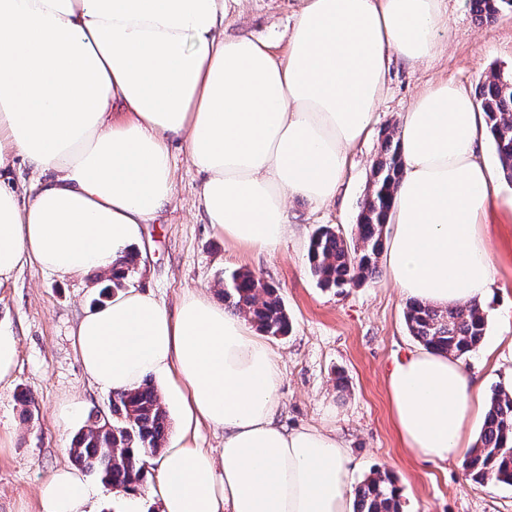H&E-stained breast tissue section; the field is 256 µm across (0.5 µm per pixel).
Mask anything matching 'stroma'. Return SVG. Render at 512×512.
I'll list each match as a JSON object with an SVG mask.
<instances>
[{
	"label": "stroma",
	"instance_id": "stroma-1",
	"mask_svg": "<svg viewBox=\"0 0 512 512\" xmlns=\"http://www.w3.org/2000/svg\"><path fill=\"white\" fill-rule=\"evenodd\" d=\"M446 2L451 32L444 52L420 68L393 62L372 132L352 151L331 206L317 209L290 198L288 236L277 251L235 246L207 224L198 201L202 177L185 147L174 145V196L157 223L141 225L131 245L138 255L132 280L170 308L196 288L223 302L224 280L236 270L273 283L292 323L288 335L267 340L283 370L279 423L290 429L334 428L358 464L354 481L377 471L391 475L403 512H512V486L470 481L457 461L428 462L403 447L384 378L394 360L418 343L408 331L407 303L397 289L379 273L351 288L322 290L307 257L318 226L333 225L345 239L354 238L381 132L399 123L428 83L447 81L471 92L490 69L512 72V7L502 6L496 22L481 28L469 7ZM292 21L291 0H251L228 30L276 41ZM484 229L495 266L494 295L483 305L485 337L464 364L486 399L495 387L512 388V221L493 209ZM96 296L95 278L64 280L35 266L0 286V323L18 338L17 365L0 384V512H39L40 483L70 465L64 449L89 414L109 409L112 395L88 381L73 336ZM20 388L28 391L30 405L16 400ZM72 399L80 402L76 420L57 422L59 408Z\"/></svg>",
	"mask_w": 512,
	"mask_h": 512
}]
</instances>
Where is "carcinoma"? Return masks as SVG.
I'll return each mask as SVG.
<instances>
[{
    "label": "carcinoma",
    "instance_id": "cac0c4a2",
    "mask_svg": "<svg viewBox=\"0 0 512 512\" xmlns=\"http://www.w3.org/2000/svg\"><path fill=\"white\" fill-rule=\"evenodd\" d=\"M502 0H469L477 25L491 24ZM476 102L484 112L504 178L512 183V73L497 69L478 83ZM397 130L382 132V151L372 170L371 189L356 224L357 237L348 242L335 227L322 225L310 239L308 262L317 284L327 290L350 288L377 272L385 244V228L395 186L402 174ZM138 254L128 253L121 270L98 279V302L128 285ZM224 304L247 315L266 336H285L291 329L278 288L237 271L224 280ZM410 334L426 349L463 358L482 342L487 319L478 304L452 309L411 303L405 314ZM112 416L97 413L72 439L70 455L85 470L101 476L114 488H128L142 480L148 459L158 456L167 438L168 414L157 388L149 380L136 389L117 392ZM465 476L482 482L495 479L512 485V390L498 388L488 404L479 440L463 463ZM354 512H403L391 477L374 473L355 490Z\"/></svg>",
    "mask_w": 512,
    "mask_h": 512
}]
</instances>
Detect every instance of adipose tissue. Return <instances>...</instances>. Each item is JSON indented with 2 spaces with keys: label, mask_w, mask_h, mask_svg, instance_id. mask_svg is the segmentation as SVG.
Instances as JSON below:
<instances>
[{
  "label": "adipose tissue",
  "mask_w": 512,
  "mask_h": 512,
  "mask_svg": "<svg viewBox=\"0 0 512 512\" xmlns=\"http://www.w3.org/2000/svg\"><path fill=\"white\" fill-rule=\"evenodd\" d=\"M249 0H0V285L24 266L60 278L111 271L140 225L174 195L170 145L204 176L200 202L226 240L275 251L289 198L329 206L364 140L393 61L444 49V0H298L284 53L230 35ZM403 161L388 222L387 279L403 300L485 303L493 260L489 208L512 220L484 158L490 132L473 98L429 85L402 115ZM35 178L20 202L9 172ZM88 379L104 391L164 385L178 440L154 464L160 512H352L350 448L333 430L279 425L278 355L247 318L200 291L175 309L131 286L85 311L75 330ZM405 448L464 460L481 412L474 377L417 349L386 377ZM223 430L220 454L197 444ZM98 491L61 468L40 512H98Z\"/></svg>",
  "instance_id": "adipose-tissue-1"
}]
</instances>
